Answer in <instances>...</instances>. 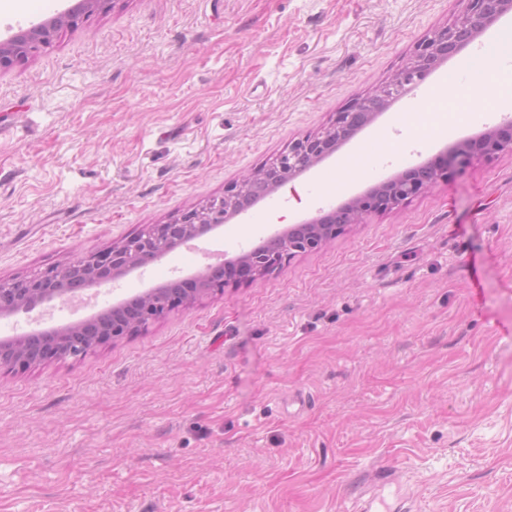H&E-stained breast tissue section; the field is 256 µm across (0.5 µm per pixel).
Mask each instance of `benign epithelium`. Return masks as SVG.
I'll list each match as a JSON object with an SVG mask.
<instances>
[{"label":"benign epithelium","instance_id":"7a95c632","mask_svg":"<svg viewBox=\"0 0 512 512\" xmlns=\"http://www.w3.org/2000/svg\"><path fill=\"white\" fill-rule=\"evenodd\" d=\"M112 0H86L82 12L61 13L53 20L33 26L28 32L15 34L0 44V71L10 69L32 57L40 48L57 36V27L63 23L71 28L87 20L94 12L109 9ZM462 10L450 24L434 31L416 47L414 58L390 80L381 84L372 94L349 101L335 113L332 123L317 134L308 135L292 143L279 155V165L264 171H254L228 186L224 196L205 207L194 208L167 224H154L144 236H130L119 244L91 255H75L61 267H50L43 272L16 280L0 279V297L11 293L23 295L15 305L0 302V316L19 311H31L57 299L76 296L83 287H98L112 282L160 258L178 244L199 238L214 231L246 211L244 207L223 209L238 191L267 174L271 190L275 191L304 171L331 156L352 137L354 132L369 123L379 111L391 102L424 82L439 62L465 49L483 31L495 25L512 11V0H459ZM504 151L512 152V117H505L487 127L479 136L457 144L439 158V164L413 166L380 183L364 194L349 198L337 209L336 223L324 224L322 218L293 224L262 244L241 251L233 259L224 260V271L208 273L200 282L224 277V285L252 282L262 275L286 265L299 253H307L325 246L344 232L347 226L361 221L370 213L382 212L403 204L427 191L448 168L465 163L474 156L494 157ZM145 317L152 322L163 318L176 301L157 297L156 289L143 293ZM132 330L109 327L103 315L97 314L78 322L34 331L0 341V368H26L65 357H79L69 340L79 334L100 345L117 342Z\"/></svg>","mask_w":512,"mask_h":512}]
</instances>
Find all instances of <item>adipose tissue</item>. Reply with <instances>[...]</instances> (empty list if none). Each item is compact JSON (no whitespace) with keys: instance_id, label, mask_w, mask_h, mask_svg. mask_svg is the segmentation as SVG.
Listing matches in <instances>:
<instances>
[{"instance_id":"ef3b65f1","label":"adipose tissue","mask_w":512,"mask_h":512,"mask_svg":"<svg viewBox=\"0 0 512 512\" xmlns=\"http://www.w3.org/2000/svg\"><path fill=\"white\" fill-rule=\"evenodd\" d=\"M512 55V31L504 30L484 51L469 60L474 84L460 85L454 77L444 78L436 87L432 101L441 111L497 112L512 106V77L501 69L503 57Z\"/></svg>"}]
</instances>
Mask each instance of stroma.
<instances>
[{
	"label": "stroma",
	"mask_w": 512,
	"mask_h": 512,
	"mask_svg": "<svg viewBox=\"0 0 512 512\" xmlns=\"http://www.w3.org/2000/svg\"><path fill=\"white\" fill-rule=\"evenodd\" d=\"M457 0H115L0 73V279L92 254L369 95ZM467 53L224 223L235 257L502 118L403 124ZM388 145H380V138ZM366 154L361 175L344 162ZM206 259L176 248L0 318L74 323ZM392 475L374 484L376 467ZM512 512V153L473 159L321 249L81 358L0 369V512Z\"/></svg>",
	"instance_id": "obj_1"
}]
</instances>
